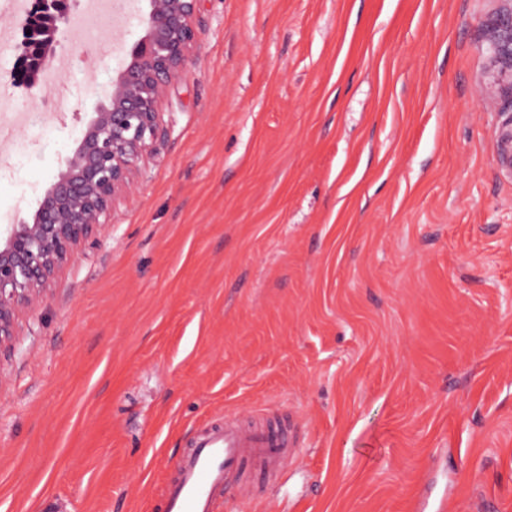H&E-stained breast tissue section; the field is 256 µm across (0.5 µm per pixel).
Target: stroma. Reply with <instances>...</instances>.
<instances>
[{
    "mask_svg": "<svg viewBox=\"0 0 512 512\" xmlns=\"http://www.w3.org/2000/svg\"><path fill=\"white\" fill-rule=\"evenodd\" d=\"M501 0H198L168 138L29 311L0 382V512H161L199 433L292 423L297 458L214 512H512V105ZM55 43L67 111L0 144V238L39 202L146 34ZM502 2H506L508 8L495 28L490 52L502 71L508 73L506 82L499 87V93L512 105V1L502 0Z\"/></svg>",
    "mask_w": 512,
    "mask_h": 512,
    "instance_id": "stroma-1",
    "label": "stroma"
}]
</instances>
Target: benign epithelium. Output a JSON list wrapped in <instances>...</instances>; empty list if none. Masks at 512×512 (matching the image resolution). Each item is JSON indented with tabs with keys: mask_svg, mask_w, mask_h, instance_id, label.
Returning <instances> with one entry per match:
<instances>
[{
	"mask_svg": "<svg viewBox=\"0 0 512 512\" xmlns=\"http://www.w3.org/2000/svg\"><path fill=\"white\" fill-rule=\"evenodd\" d=\"M198 0H149L148 34L133 61L112 83L76 153L47 190L32 223L12 224L0 243V357H8L23 315L45 303L56 279L82 248L105 232L114 202L136 186L146 161L166 139L160 108L167 87L191 61ZM495 28L490 52L507 73L500 95L512 103V0ZM70 0H33L30 31L14 66V80L34 86L50 64L45 41L70 25Z\"/></svg>",
	"mask_w": 512,
	"mask_h": 512,
	"instance_id": "benign-epithelium-1",
	"label": "benign epithelium"
}]
</instances>
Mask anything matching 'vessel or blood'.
Segmentation results:
<instances>
[{
	"label": "vessel or blood",
	"mask_w": 512,
	"mask_h": 512,
	"mask_svg": "<svg viewBox=\"0 0 512 512\" xmlns=\"http://www.w3.org/2000/svg\"><path fill=\"white\" fill-rule=\"evenodd\" d=\"M294 455L283 431L246 429L236 417H225L223 425L202 434L178 461L162 491L164 512H213L216 499L239 484L248 465L269 470Z\"/></svg>",
	"instance_id": "b4317fda"
}]
</instances>
